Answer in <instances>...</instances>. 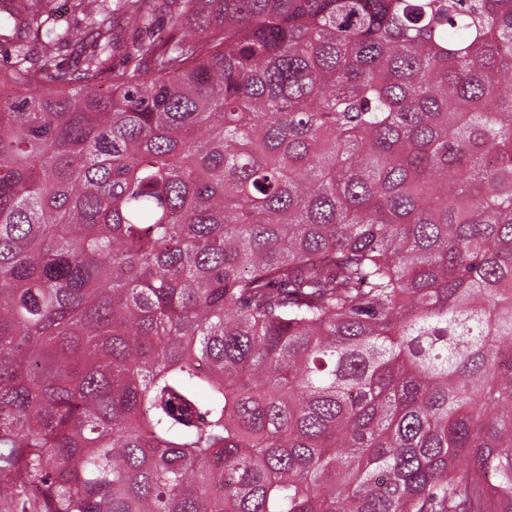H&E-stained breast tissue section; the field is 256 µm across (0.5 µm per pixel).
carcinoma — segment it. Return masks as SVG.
<instances>
[{"label":"carcinoma","mask_w":512,"mask_h":512,"mask_svg":"<svg viewBox=\"0 0 512 512\" xmlns=\"http://www.w3.org/2000/svg\"><path fill=\"white\" fill-rule=\"evenodd\" d=\"M95 2L0 9V494L512 512V0H172L112 72ZM44 14V18L48 17L47 26H53L58 31L76 27L83 18L80 13L73 12L71 0H50Z\"/></svg>","instance_id":"cac0c4a2"}]
</instances>
